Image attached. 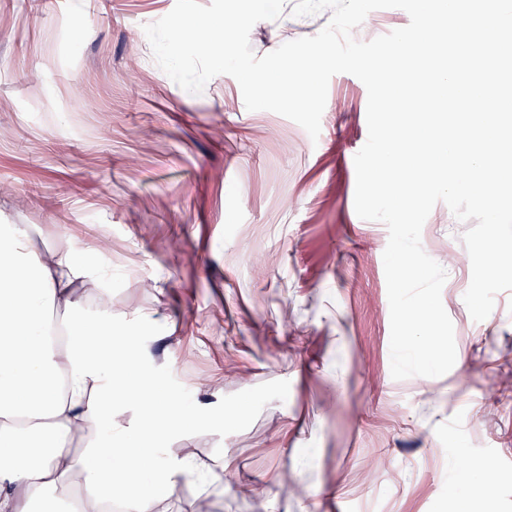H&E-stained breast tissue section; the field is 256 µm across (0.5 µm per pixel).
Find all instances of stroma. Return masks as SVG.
Returning <instances> with one entry per match:
<instances>
[{"label":"stroma","instance_id":"stroma-1","mask_svg":"<svg viewBox=\"0 0 512 512\" xmlns=\"http://www.w3.org/2000/svg\"><path fill=\"white\" fill-rule=\"evenodd\" d=\"M295 2L254 25L256 55L329 22ZM174 4L0 0V224L32 225L37 250L108 243L113 326L135 329L163 394L189 391L156 456L193 453L223 477L205 493L177 478L157 512H512V392H484L512 373V293L471 318L467 223L439 203L421 233L446 268L456 362L393 379L389 233L354 208L364 84L331 78L315 141L247 110L231 76L190 94L143 37ZM76 84L91 107L73 105ZM461 452L497 459L488 497L449 474Z\"/></svg>","mask_w":512,"mask_h":512}]
</instances>
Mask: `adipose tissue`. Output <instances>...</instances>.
Listing matches in <instances>:
<instances>
[{
	"label": "adipose tissue",
	"instance_id": "adipose-tissue-1",
	"mask_svg": "<svg viewBox=\"0 0 512 512\" xmlns=\"http://www.w3.org/2000/svg\"><path fill=\"white\" fill-rule=\"evenodd\" d=\"M31 234L28 224L0 225V454L12 461L0 468V512H32L78 469L91 489L81 512H98L109 485L124 492L125 512H156L160 489L203 468L190 455L140 465L154 436L183 429L182 407L158 400L156 382L137 369L134 334L108 316H79L103 277L95 260L36 251ZM127 405L139 414L136 439L115 432V447L92 444L78 459L62 448L73 427L95 434Z\"/></svg>",
	"mask_w": 512,
	"mask_h": 512
}]
</instances>
